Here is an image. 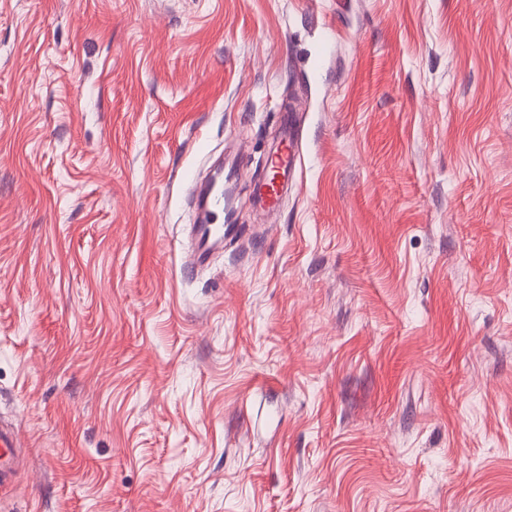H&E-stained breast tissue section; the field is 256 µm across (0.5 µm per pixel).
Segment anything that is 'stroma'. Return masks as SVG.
<instances>
[{"mask_svg":"<svg viewBox=\"0 0 512 512\" xmlns=\"http://www.w3.org/2000/svg\"><path fill=\"white\" fill-rule=\"evenodd\" d=\"M2 420L0 512H512V0H0ZM286 116L281 121V133L282 138L274 155L270 158L271 165L279 166L291 170L292 173L296 166L301 164V158L298 152L294 148V140L297 135V129L293 122V113L286 111ZM203 199L211 224L192 227V264L196 267L206 265L211 255L224 247V196L215 188ZM17 448H21L14 430L0 424V485L11 476L13 465L17 461Z\"/></svg>","mask_w":512,"mask_h":512,"instance_id":"obj_1","label":"stroma"}]
</instances>
